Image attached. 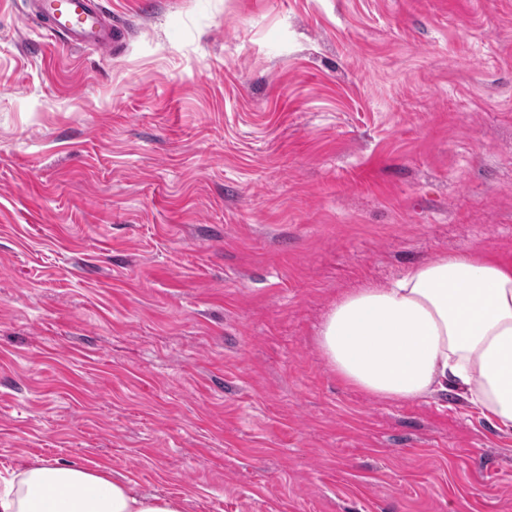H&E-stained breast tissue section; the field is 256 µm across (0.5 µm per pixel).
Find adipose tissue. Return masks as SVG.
<instances>
[{"label":"adipose tissue","instance_id":"obj_1","mask_svg":"<svg viewBox=\"0 0 512 512\" xmlns=\"http://www.w3.org/2000/svg\"><path fill=\"white\" fill-rule=\"evenodd\" d=\"M316 341L362 393L402 402L452 391L512 434V255L443 253L389 286L345 293ZM0 512H186V501L139 494L101 468L41 461L0 474Z\"/></svg>","mask_w":512,"mask_h":512}]
</instances>
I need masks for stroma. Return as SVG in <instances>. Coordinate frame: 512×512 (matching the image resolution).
<instances>
[{"mask_svg":"<svg viewBox=\"0 0 512 512\" xmlns=\"http://www.w3.org/2000/svg\"><path fill=\"white\" fill-rule=\"evenodd\" d=\"M0 0V471L186 512H512L460 396L345 387L336 299L512 251V0H104L111 50Z\"/></svg>","mask_w":512,"mask_h":512,"instance_id":"1","label":"stroma"}]
</instances>
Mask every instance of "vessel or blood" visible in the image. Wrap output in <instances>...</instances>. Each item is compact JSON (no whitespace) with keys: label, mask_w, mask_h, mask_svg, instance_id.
<instances>
[{"label":"vessel or blood","mask_w":512,"mask_h":512,"mask_svg":"<svg viewBox=\"0 0 512 512\" xmlns=\"http://www.w3.org/2000/svg\"><path fill=\"white\" fill-rule=\"evenodd\" d=\"M32 6L49 39L77 48H111L112 22L101 0H32Z\"/></svg>","instance_id":"obj_1"}]
</instances>
